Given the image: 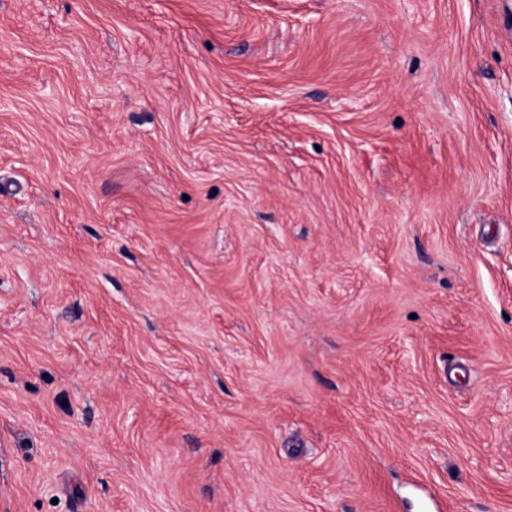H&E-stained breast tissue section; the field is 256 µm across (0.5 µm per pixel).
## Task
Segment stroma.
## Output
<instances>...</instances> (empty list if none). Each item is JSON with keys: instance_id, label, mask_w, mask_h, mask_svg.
Returning a JSON list of instances; mask_svg holds the SVG:
<instances>
[{"instance_id": "35a3bbf8", "label": "stroma", "mask_w": 512, "mask_h": 512, "mask_svg": "<svg viewBox=\"0 0 512 512\" xmlns=\"http://www.w3.org/2000/svg\"><path fill=\"white\" fill-rule=\"evenodd\" d=\"M512 512V0H0V512Z\"/></svg>"}]
</instances>
